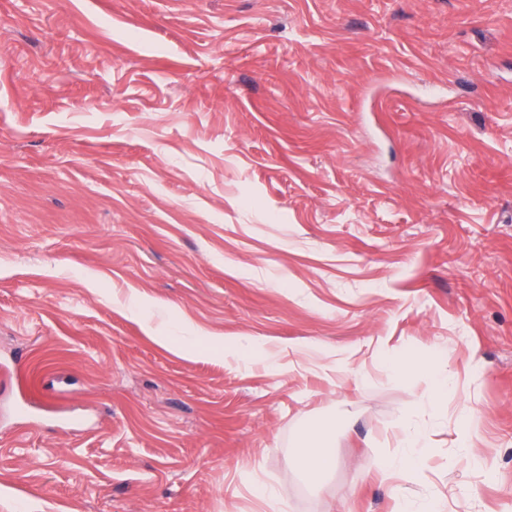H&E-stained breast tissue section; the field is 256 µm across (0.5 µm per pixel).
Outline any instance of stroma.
<instances>
[{
  "mask_svg": "<svg viewBox=\"0 0 512 512\" xmlns=\"http://www.w3.org/2000/svg\"><path fill=\"white\" fill-rule=\"evenodd\" d=\"M405 502L512 512V0H0V512ZM414 371L426 374L431 380L429 389L422 395L428 405L433 406L441 396L448 394L452 386L451 376L449 374L443 376L430 365L427 359L414 357L398 360L393 363L391 374L395 377H405ZM458 420L461 425V443L462 447L468 449V454L466 457L461 461H465L467 463H473L480 459L479 456L476 455L477 450L476 448H473V446L470 443V436L471 433L476 429L478 426V422L476 420V417L473 413V411L468 408L467 406H462L458 413ZM336 433V421L314 424L304 433L302 443L297 450L294 465L306 472L317 473L335 466L330 453V442ZM429 432L425 426L407 425L402 433L400 448L402 455L398 459L379 463L384 474L393 471L402 472L407 482L413 480L420 460L432 453L433 448L428 444Z\"/></svg>",
  "mask_w": 512,
  "mask_h": 512,
  "instance_id": "obj_1",
  "label": "stroma"
}]
</instances>
